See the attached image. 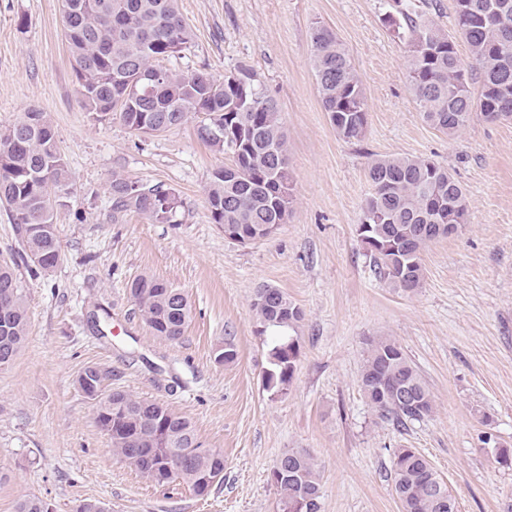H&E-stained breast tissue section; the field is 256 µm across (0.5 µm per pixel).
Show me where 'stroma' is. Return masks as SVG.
<instances>
[{
	"mask_svg": "<svg viewBox=\"0 0 512 512\" xmlns=\"http://www.w3.org/2000/svg\"><path fill=\"white\" fill-rule=\"evenodd\" d=\"M193 38L167 62L185 73L252 69L276 101L288 138L294 202L269 238L224 236L208 204L212 171L227 163L195 120L137 136L82 108L61 0H0V129L29 108L49 117L73 189L55 212L61 257L49 273L18 267L29 324L0 369V512L36 495L51 512L87 500L107 512H280L271 472L303 448L318 465L320 512H401L395 449L414 448L448 485L458 512H507L512 466V120L474 115L459 135L424 122L407 80L406 45L382 20L381 0H179ZM349 50L368 99L361 140L339 137L323 111L311 60L314 22ZM447 166L469 216L423 254L416 293L375 274L357 238L371 191V159ZM175 190L171 223L113 216V173ZM150 275L179 288L192 309L184 336L155 338L131 282ZM280 288L303 312L287 393L265 383L268 335L250 314L256 290ZM232 338L238 359L216 361ZM398 341L435 401L428 419L397 428L367 404L360 375L370 341ZM112 389L187 417L224 454V480L199 497L145 482L112 456L96 405L77 387L85 367ZM496 443L483 444L484 435Z\"/></svg>",
	"mask_w": 512,
	"mask_h": 512,
	"instance_id": "1",
	"label": "stroma"
}]
</instances>
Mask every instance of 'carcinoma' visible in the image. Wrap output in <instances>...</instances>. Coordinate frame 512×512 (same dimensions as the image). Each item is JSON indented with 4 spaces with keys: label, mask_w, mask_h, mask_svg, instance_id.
Masks as SVG:
<instances>
[{
    "label": "carcinoma",
    "mask_w": 512,
    "mask_h": 512,
    "mask_svg": "<svg viewBox=\"0 0 512 512\" xmlns=\"http://www.w3.org/2000/svg\"><path fill=\"white\" fill-rule=\"evenodd\" d=\"M384 22L405 42L408 73L423 120L454 136L471 119L473 73L482 79L479 107L491 121L512 119V0H455L456 34L434 17V0H386ZM68 48L77 91L85 111L103 120L112 116L134 134H161L201 117L198 138L230 163L210 178L208 203L214 223L240 237L286 222L293 202L288 172V139L278 107L246 67L222 77L183 74L161 65L192 40L178 0H63ZM470 50L464 62L456 36ZM312 57L323 111L336 133L359 140L365 133L368 103L363 82L336 34L316 22ZM157 74L151 83L148 74ZM371 191L360 223L378 246L370 257L381 277L394 288L414 293L424 286L422 252L432 242L456 232L468 217L466 193L447 167L428 159L376 157L368 165ZM72 189L67 164L46 113L31 108L0 130V203L15 226L17 259L0 263V367L10 365L28 336L27 306L16 267L35 273L60 260L54 212ZM112 218L128 211L156 223L170 222L178 207L175 191L144 184L123 174L109 183ZM130 292L154 336L176 342L190 319L186 295L166 281L140 276ZM250 313L262 330L273 328L269 390L288 389L299 356L288 335L303 318L283 291L258 289ZM109 375L95 366L77 376V385L97 404V423L112 455L157 485L162 471L170 482L202 496L200 482L224 477V454L205 448L191 422L156 402L108 388ZM360 386L367 404L398 428L407 429L431 416L432 395L424 376L394 339L371 341ZM394 492L401 512H457L442 507L448 487L414 448H399L392 460ZM279 503L311 499L320 512V474L305 449L284 453L273 468ZM15 512H49L36 496L21 498Z\"/></svg>",
    "instance_id": "cac0c4a2"
}]
</instances>
